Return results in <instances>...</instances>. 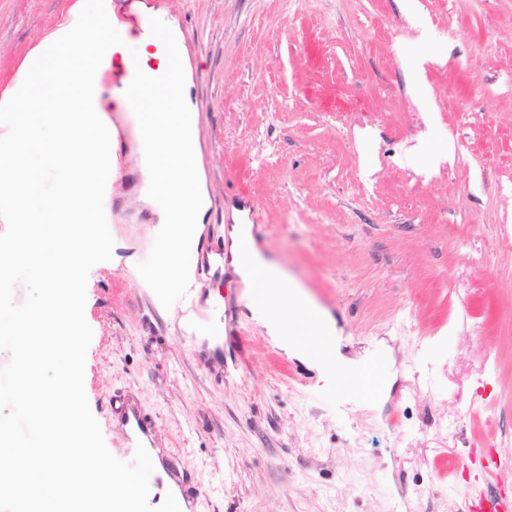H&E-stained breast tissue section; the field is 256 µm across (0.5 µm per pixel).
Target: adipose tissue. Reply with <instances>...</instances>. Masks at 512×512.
Here are the masks:
<instances>
[{"label": "adipose tissue", "instance_id": "adipose-tissue-1", "mask_svg": "<svg viewBox=\"0 0 512 512\" xmlns=\"http://www.w3.org/2000/svg\"><path fill=\"white\" fill-rule=\"evenodd\" d=\"M139 133L156 139L158 150L152 158L153 171L169 176L172 198L166 202L161 221L173 225L174 234L163 248V269L175 278L181 277L179 242L183 237L200 234L207 210V194L202 174L201 153L196 127L181 123L179 110L173 105H158L143 113L138 124ZM195 197V206L182 208L183 194ZM229 251L232 264L250 293L249 307L257 322L269 335L280 337L283 347L312 362L325 375L327 381L340 390H354L367 398H376L385 385L384 364L375 361L363 365L352 376L336 373V356L320 354L315 340L320 336L334 335L331 321L320 309H313L310 319L285 316L271 302V289L283 294H296L279 263L268 258L256 247L249 227L237 224L229 233ZM250 252L249 262H241L240 255Z\"/></svg>", "mask_w": 512, "mask_h": 512}]
</instances>
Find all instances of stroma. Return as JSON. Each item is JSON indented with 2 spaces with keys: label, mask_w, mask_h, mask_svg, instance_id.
Here are the masks:
<instances>
[{
  "label": "stroma",
  "mask_w": 512,
  "mask_h": 512,
  "mask_svg": "<svg viewBox=\"0 0 512 512\" xmlns=\"http://www.w3.org/2000/svg\"><path fill=\"white\" fill-rule=\"evenodd\" d=\"M145 2L187 32L210 205L186 286L161 271L135 153L104 195L84 389L109 452L128 459L123 393L198 489L189 512L512 505V0ZM74 3L0 0V92ZM240 191L339 359L388 354L383 399L336 391L258 325L211 251Z\"/></svg>",
  "instance_id": "1"
}]
</instances>
